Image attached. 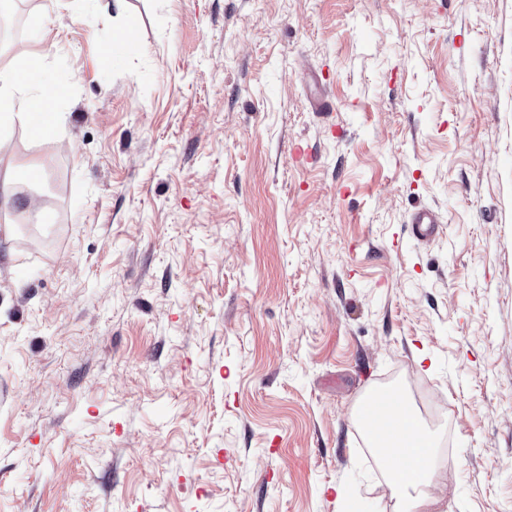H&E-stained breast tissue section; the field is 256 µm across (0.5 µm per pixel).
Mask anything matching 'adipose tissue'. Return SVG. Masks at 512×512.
<instances>
[{"label": "adipose tissue", "mask_w": 512, "mask_h": 512, "mask_svg": "<svg viewBox=\"0 0 512 512\" xmlns=\"http://www.w3.org/2000/svg\"><path fill=\"white\" fill-rule=\"evenodd\" d=\"M40 36H32L14 51L12 62L0 68V136L22 125L41 137L56 134L61 115L59 88L42 82L44 53ZM386 424L376 446L387 467L399 512H415L430 496L434 438L421 424L409 400L394 392L385 400Z\"/></svg>", "instance_id": "obj_1"}]
</instances>
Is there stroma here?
<instances>
[{
    "label": "stroma",
    "instance_id": "1",
    "mask_svg": "<svg viewBox=\"0 0 512 512\" xmlns=\"http://www.w3.org/2000/svg\"><path fill=\"white\" fill-rule=\"evenodd\" d=\"M14 13L65 93L0 144V512H394L375 388L452 465L423 512H512V0ZM409 224H411V233L414 238L425 239L437 232L440 221L434 209L422 208L411 214Z\"/></svg>",
    "mask_w": 512,
    "mask_h": 512
}]
</instances>
